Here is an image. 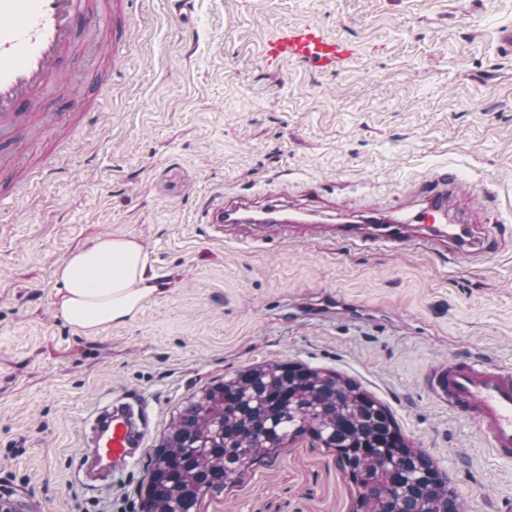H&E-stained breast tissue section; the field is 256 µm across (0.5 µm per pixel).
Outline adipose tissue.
<instances>
[{
  "label": "adipose tissue",
  "instance_id": "obj_1",
  "mask_svg": "<svg viewBox=\"0 0 512 512\" xmlns=\"http://www.w3.org/2000/svg\"><path fill=\"white\" fill-rule=\"evenodd\" d=\"M55 277L61 285L57 316L85 335L134 319L160 291L147 252L128 235H102L76 249Z\"/></svg>",
  "mask_w": 512,
  "mask_h": 512
}]
</instances>
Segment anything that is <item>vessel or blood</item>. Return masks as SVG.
Masks as SVG:
<instances>
[{
	"mask_svg": "<svg viewBox=\"0 0 512 512\" xmlns=\"http://www.w3.org/2000/svg\"><path fill=\"white\" fill-rule=\"evenodd\" d=\"M128 0H0V141L8 142L28 124L33 109L62 75V63L76 41L85 53L98 52L97 30L112 26V60L122 62L129 47L125 27ZM267 56L305 59L326 68L352 53L351 45L326 35L317 25L301 24L267 41ZM460 173L446 166L420 181L416 202L391 214L363 213L360 222L335 225L336 238L355 245L396 249L414 246L463 266L480 260L495 244L488 231L468 218L451 216ZM204 221L214 233L225 225L247 228L244 242L260 247L271 229L305 224L308 232H325V224L303 220L281 203L255 205L250 195L216 194L205 207ZM427 387L441 404L471 420L488 439L496 458L512 461V368L464 357L434 366ZM152 417L141 398L118 394L83 421L81 435L94 450L83 457L78 480L86 487L111 481L114 473L135 464L151 433Z\"/></svg>",
	"mask_w": 512,
	"mask_h": 512,
	"instance_id": "b4317fda",
	"label": "vessel or blood"
}]
</instances>
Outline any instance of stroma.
Wrapping results in <instances>:
<instances>
[{
    "instance_id": "obj_1",
    "label": "stroma",
    "mask_w": 512,
    "mask_h": 512,
    "mask_svg": "<svg viewBox=\"0 0 512 512\" xmlns=\"http://www.w3.org/2000/svg\"><path fill=\"white\" fill-rule=\"evenodd\" d=\"M309 22L351 43L344 63L273 62L264 44ZM118 70L83 74L44 119L0 145V500L23 512H140L147 457L83 487V418L117 391L145 397L149 445L199 388L264 362L351 378L391 410L464 498L512 512V463L428 393L463 354L512 367V0H134ZM50 176L29 167V150ZM452 165L459 198L497 239L460 269L414 249L294 236L243 248L200 221L213 194L247 193L337 218L396 210ZM136 237L160 292L92 336L55 315L54 271L102 234ZM335 453L307 438L198 512H351Z\"/></svg>"
}]
</instances>
